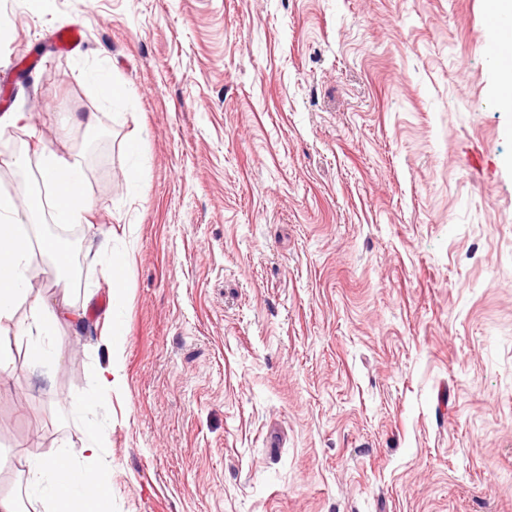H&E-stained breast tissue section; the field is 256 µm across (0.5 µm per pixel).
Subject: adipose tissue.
Masks as SVG:
<instances>
[{
	"instance_id": "ef3b65f1",
	"label": "adipose tissue",
	"mask_w": 512,
	"mask_h": 512,
	"mask_svg": "<svg viewBox=\"0 0 512 512\" xmlns=\"http://www.w3.org/2000/svg\"><path fill=\"white\" fill-rule=\"evenodd\" d=\"M40 174L51 189L49 202L24 191L0 195V330L20 329L34 364L54 360L56 330L67 312L35 292L29 276L33 250L55 255L60 240L47 237L32 244L28 225L46 206L57 224L80 223L91 208L78 160L48 153L40 162ZM100 440L98 431H89L78 467L61 455H28L26 490L42 503L45 512H112V485L101 462Z\"/></svg>"
}]
</instances>
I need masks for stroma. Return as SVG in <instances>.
I'll use <instances>...</instances> for the list:
<instances>
[{"label":"stroma","instance_id":"obj_1","mask_svg":"<svg viewBox=\"0 0 512 512\" xmlns=\"http://www.w3.org/2000/svg\"><path fill=\"white\" fill-rule=\"evenodd\" d=\"M488 5L0 0V116H28L0 131V194L39 193L46 148L92 200L70 293L49 255L30 269L82 329L50 365L0 339V493L31 450L79 462L95 423L112 512H512V110ZM105 236L130 262L118 303ZM111 351L122 385L90 420L73 404Z\"/></svg>","mask_w":512,"mask_h":512}]
</instances>
